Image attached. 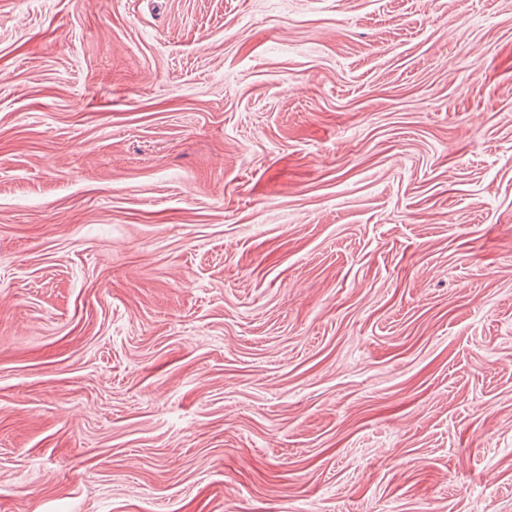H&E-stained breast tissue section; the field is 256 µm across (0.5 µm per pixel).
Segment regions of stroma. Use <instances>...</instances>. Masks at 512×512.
<instances>
[{"label": "stroma", "mask_w": 512, "mask_h": 512, "mask_svg": "<svg viewBox=\"0 0 512 512\" xmlns=\"http://www.w3.org/2000/svg\"><path fill=\"white\" fill-rule=\"evenodd\" d=\"M0 512H512V0H0Z\"/></svg>", "instance_id": "obj_1"}]
</instances>
